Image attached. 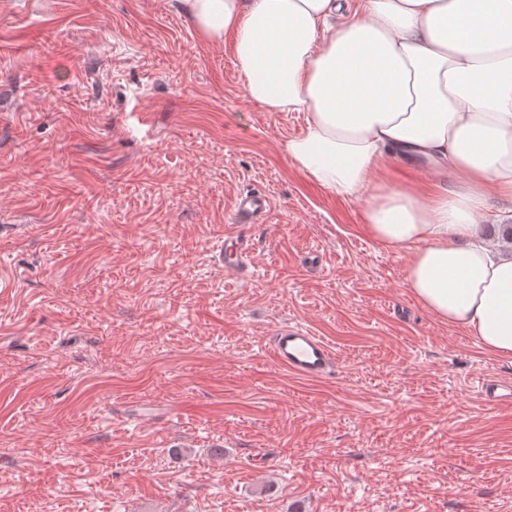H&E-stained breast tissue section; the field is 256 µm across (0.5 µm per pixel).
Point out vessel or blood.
<instances>
[{
	"instance_id": "vessel-or-blood-1",
	"label": "vessel or blood",
	"mask_w": 512,
	"mask_h": 512,
	"mask_svg": "<svg viewBox=\"0 0 512 512\" xmlns=\"http://www.w3.org/2000/svg\"><path fill=\"white\" fill-rule=\"evenodd\" d=\"M270 207L268 196L260 191L241 195L235 205V221L255 223ZM255 243L251 236L232 232L225 234L217 261L231 272L244 273L249 265ZM270 352L275 362L301 378L320 380L333 372L335 353L331 346L312 330L302 326L285 325L270 339ZM482 399L492 406H512V384L488 377L480 383Z\"/></svg>"
}]
</instances>
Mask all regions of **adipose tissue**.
<instances>
[{
  "instance_id": "1",
  "label": "adipose tissue",
  "mask_w": 512,
  "mask_h": 512,
  "mask_svg": "<svg viewBox=\"0 0 512 512\" xmlns=\"http://www.w3.org/2000/svg\"><path fill=\"white\" fill-rule=\"evenodd\" d=\"M210 41L232 36L246 97L302 112L290 163L363 200L377 242L412 250L407 286L431 313L512 357V250L487 200L512 201V0H182ZM423 165L426 195L377 180ZM512 209V201L499 199L495 196H490L488 198L487 203V211L485 217L484 226L489 231L491 236L498 238L501 242L502 235V227L499 222H503L502 224H512V219L509 223H506L505 216ZM503 220V221H501Z\"/></svg>"
}]
</instances>
